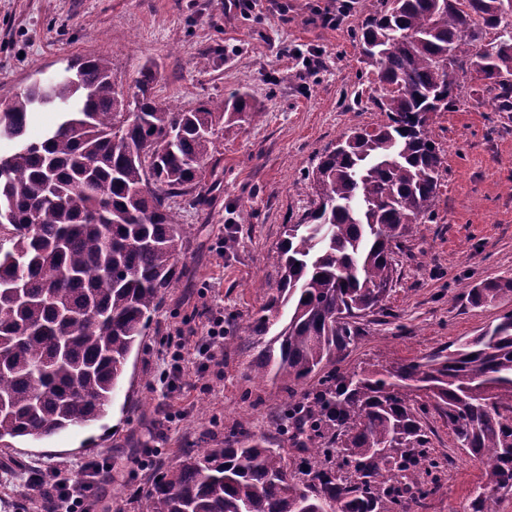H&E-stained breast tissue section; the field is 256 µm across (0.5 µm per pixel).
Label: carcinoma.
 <instances>
[{"mask_svg":"<svg viewBox=\"0 0 512 512\" xmlns=\"http://www.w3.org/2000/svg\"><path fill=\"white\" fill-rule=\"evenodd\" d=\"M356 41L387 120L356 128L308 172L310 208L285 226L277 296L242 324L266 336L288 314L255 368L285 387L328 370L296 402L312 458L297 482L267 439L246 431L222 448L188 452L141 497L139 512H405L428 494L425 400L457 447L486 463L472 512L512 492V312L421 360L341 372L352 320L382 308L393 255L433 218L443 158L431 114L455 105L454 80L473 72L512 112V0H380ZM46 105L71 106L40 141L0 155V440L46 437L102 418L162 293L177 276L191 226L171 206L201 202L219 132L259 117L250 94L173 111L139 71L132 103L104 57L68 63ZM29 85L0 112V140H22ZM512 279L470 289L475 304Z\"/></svg>","mask_w":512,"mask_h":512,"instance_id":"1","label":"carcinoma"}]
</instances>
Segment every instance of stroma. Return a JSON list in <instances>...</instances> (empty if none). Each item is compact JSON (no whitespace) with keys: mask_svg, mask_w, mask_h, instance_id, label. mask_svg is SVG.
Wrapping results in <instances>:
<instances>
[{"mask_svg":"<svg viewBox=\"0 0 512 512\" xmlns=\"http://www.w3.org/2000/svg\"><path fill=\"white\" fill-rule=\"evenodd\" d=\"M335 2L256 0L244 15L225 11L224 0H0V106L39 74L104 56L120 92L132 93L151 63L153 93L172 108L218 106L243 88L261 110L217 137L212 179L200 188L206 204L176 198L192 235L105 416L48 438L0 440V512H42L27 498L30 467L57 466L75 484L81 463L94 460L108 464L97 477L100 512H138L139 493L187 450L223 447L242 429L280 448L301 474L306 453L282 424L288 391L252 371L269 339L238 327L277 292L284 227L310 206L307 174L318 156L350 129L386 119L355 39L374 0H352L339 25H321L315 8ZM297 47L318 52L317 66L304 68L291 54ZM455 93V107L432 117L445 167L434 218L403 241L385 309L358 319L340 370L421 359L512 311V292L481 306L469 296L471 286L512 278V112L496 111L476 75H458ZM230 235L237 247L222 252ZM219 315L225 337L209 360L197 349ZM165 371L168 387L159 383ZM424 424L438 467L409 512H469L484 463L453 444L436 412ZM145 448L156 457L142 470L135 459Z\"/></svg>","mask_w":512,"mask_h":512,"instance_id":"1","label":"stroma"}]
</instances>
